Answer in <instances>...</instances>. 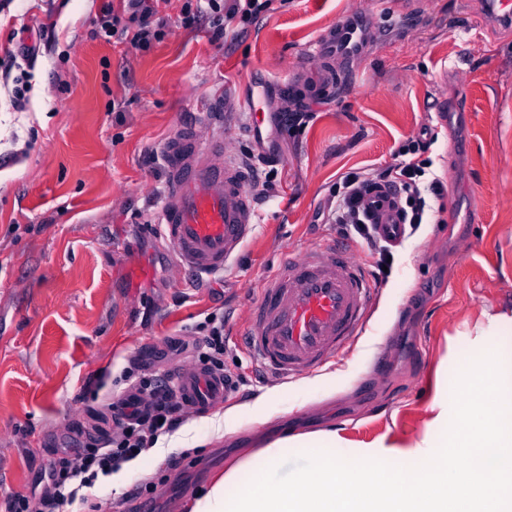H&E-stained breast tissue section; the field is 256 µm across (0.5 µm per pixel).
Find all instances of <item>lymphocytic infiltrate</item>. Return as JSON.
<instances>
[{
	"mask_svg": "<svg viewBox=\"0 0 512 512\" xmlns=\"http://www.w3.org/2000/svg\"><path fill=\"white\" fill-rule=\"evenodd\" d=\"M166 0H121L120 6L104 5L99 34L111 38L118 29L131 31V43L146 50L160 40L162 24L158 18ZM275 0H185L181 12L183 27H193L199 15H209L213 36L223 39L227 33L271 13ZM430 141L414 139L401 148L404 162L394 170L349 172L340 177L332 195L328 213L330 223L340 225L344 236L369 233L362 208L365 191L385 185L398 190L405 223H422L430 210L431 199L441 198L443 185L429 178L432 161L427 156ZM136 391L148 399L145 409L123 411L115 416V431L105 442H83L54 458L42 477L43 487L37 499L20 494L8 504V512H59L72 503L81 489L93 487L99 477L111 476L120 466L150 450L159 436L175 432L184 422L183 404L174 379L161 380L151 374L130 369Z\"/></svg>",
	"mask_w": 512,
	"mask_h": 512,
	"instance_id": "f902f5d3",
	"label": "lymphocytic infiltrate"
}]
</instances>
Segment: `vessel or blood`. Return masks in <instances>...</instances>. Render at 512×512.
<instances>
[{"label":"vessel or blood","instance_id":"b4317fda","mask_svg":"<svg viewBox=\"0 0 512 512\" xmlns=\"http://www.w3.org/2000/svg\"><path fill=\"white\" fill-rule=\"evenodd\" d=\"M480 7L486 22L512 27V0H481ZM390 10L388 0H376L373 10L342 15L312 44V62L332 68L360 56L364 29ZM162 154L167 190L159 239L183 269L200 275L223 271L240 256L258 222L247 171L223 128L207 117L178 129ZM365 207L380 234L400 239V208L391 191H369ZM377 295L351 246L332 242L288 252L248 312L243 343L262 376L290 380L318 372L359 338ZM177 381L184 404L200 413L223 405L231 392L220 375L200 367L179 370Z\"/></svg>","mask_w":512,"mask_h":512}]
</instances>
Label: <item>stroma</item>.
<instances>
[{
    "instance_id": "obj_1",
    "label": "stroma",
    "mask_w": 512,
    "mask_h": 512,
    "mask_svg": "<svg viewBox=\"0 0 512 512\" xmlns=\"http://www.w3.org/2000/svg\"><path fill=\"white\" fill-rule=\"evenodd\" d=\"M108 0H9L0 4V71L39 44L25 67V100L0 84V512L30 493L73 428L113 431L121 378L166 342L204 336L224 320V372L238 379L220 408L192 414L170 447L139 458L123 490L89 489L97 512H122L126 489L153 482L149 512H186L193 496L283 436L336 433V453L423 445L433 431L439 386L460 353L512 348V29L487 25L476 0H422L409 22L394 17L365 31V55L341 89L325 90L307 50L365 0H285L221 40L209 16L180 23L184 0L161 8L163 36L149 49L96 38ZM255 99L261 111L314 119L288 132L262 126L273 189L260 221L223 280L173 265L154 225L166 188L150 152L218 100ZM448 109H434L437 100ZM238 149L255 148L247 109L234 110ZM444 184L440 209L416 233L365 258L380 299L365 335L319 374L262 380L239 333L282 254L341 241L317 221L351 171L397 163L424 126ZM100 377L103 389L88 388ZM182 458L169 469V458Z\"/></svg>"
}]
</instances>
